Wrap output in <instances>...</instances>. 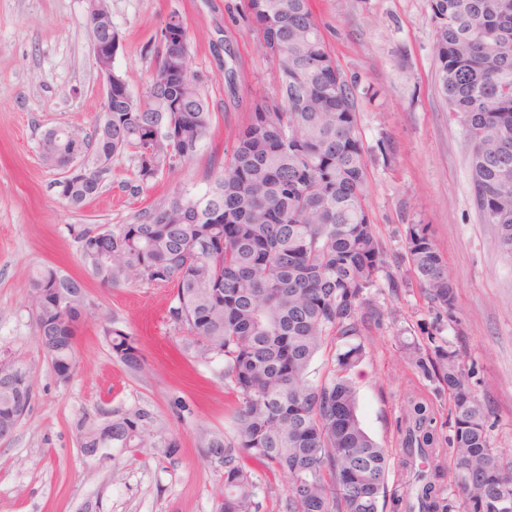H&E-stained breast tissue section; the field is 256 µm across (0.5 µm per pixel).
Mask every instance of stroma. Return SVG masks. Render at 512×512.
<instances>
[{
	"mask_svg": "<svg viewBox=\"0 0 512 512\" xmlns=\"http://www.w3.org/2000/svg\"><path fill=\"white\" fill-rule=\"evenodd\" d=\"M119 47L112 66L145 95L157 34L183 16L197 85L212 128L195 157L138 186L130 155L114 159L99 196L82 209L59 196L57 170L37 152L55 126L90 127L103 106L93 66L87 0H0V356L30 367L34 396L10 438L0 439V512H216L219 477L201 460L198 426L231 429L233 396L219 366L180 352L167 320L170 290L141 284L106 288L80 261L72 230L132 223L165 195L204 191L207 175L250 118L253 103L275 94L274 60L258 45L247 0H109ZM311 7L356 102L368 164L367 205L384 250L368 296L383 318L363 339L355 369L359 417L389 452L379 512H404L408 472L399 427L409 398L427 405L441 445L436 462L444 496L462 502L446 384L424 375L413 352L459 350L464 378L490 411V441L512 467V258L471 197L469 144L434 81L429 0H312ZM427 225L457 285L454 317L437 311L409 279L408 225ZM56 265L79 279L92 308L77 333L78 364L56 378L33 335L31 273ZM114 321L140 340L145 366L129 373L100 332ZM188 412H177L174 400ZM139 404L165 423L181 448L112 451L98 464L79 445L76 423Z\"/></svg>",
	"mask_w": 512,
	"mask_h": 512,
	"instance_id": "stroma-1",
	"label": "stroma"
}]
</instances>
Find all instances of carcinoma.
<instances>
[{
    "mask_svg": "<svg viewBox=\"0 0 512 512\" xmlns=\"http://www.w3.org/2000/svg\"><path fill=\"white\" fill-rule=\"evenodd\" d=\"M435 82L448 111L471 145L472 195L485 224L496 226L512 256V0H430ZM260 44L275 60V97L257 101L235 136L224 169L196 195L161 198L131 224L107 230L82 226L83 265L109 287L172 285L168 322L184 333L185 351L203 364H220L234 395L231 432L198 428L206 461L222 474L219 512H259L253 462L288 476L286 512H378L388 451L366 432L357 413L354 369L362 336L381 312L367 297L383 267V251L367 205V165L355 99L342 78L310 0H248ZM157 70L189 69L188 54L157 53ZM212 115L202 95L173 82L112 103V119L83 131L53 127L40 141L42 161L59 167L84 137L88 172L59 183L60 197L80 209L96 198L109 171L97 162L130 153L145 185L181 166L208 135ZM173 127L174 139L155 140ZM406 251L412 278L437 309L453 316L457 286L422 224H410ZM35 340L55 373L69 378L79 324L89 312L83 284L57 267L31 275ZM114 357L140 372L136 336L115 322L101 326ZM336 346L327 375L309 379V366L326 344ZM423 372L447 383L454 425L458 485L467 512H499L501 489L512 487L491 447L489 412L466 384L458 354H418ZM0 367L27 374L23 387L0 386V434L15 428L11 413L29 399L32 371L0 357ZM76 424L82 448H161L174 459L179 440L140 405L102 411ZM400 445L407 459L437 456L433 418L424 403L408 401ZM439 472H412L415 512H453L440 496Z\"/></svg>",
    "mask_w": 512,
    "mask_h": 512,
    "instance_id": "cac0c4a2",
    "label": "carcinoma"
}]
</instances>
